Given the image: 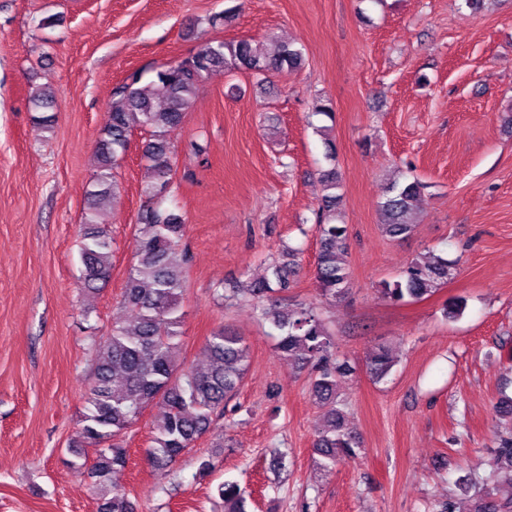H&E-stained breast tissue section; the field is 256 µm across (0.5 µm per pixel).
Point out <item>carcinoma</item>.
Masks as SVG:
<instances>
[{"label": "carcinoma", "mask_w": 512, "mask_h": 512, "mask_svg": "<svg viewBox=\"0 0 512 512\" xmlns=\"http://www.w3.org/2000/svg\"><path fill=\"white\" fill-rule=\"evenodd\" d=\"M303 62L302 48L292 43H281L269 54L247 39L207 42L157 71L148 85H140L141 76L134 72L112 94L96 151L99 169L82 221V291H100L111 276L112 238L99 226L97 215L115 195L114 168L127 153L137 128L150 132L141 159L147 163L151 180L141 188L145 198L138 213L141 236L123 292V304L135 313V320L130 325L116 324L93 341L92 371L80 415L81 441L67 448L72 457L68 464L79 474L88 472L99 512H134L127 495L112 487V472L126 466L127 451L119 440L143 411L156 401L162 404L148 460L154 468L165 470L224 416L248 367L249 347L224 327L214 330L206 341L210 361L206 371L188 367L180 359L182 296L190 257L182 246L184 219L170 195L171 135L181 127L196 92L214 71L242 70L264 80L273 73L295 71ZM31 103L41 113L37 121L51 126V92L36 90ZM320 182L325 194L316 212L319 249L314 279L320 296L336 301L350 290L347 225L338 214L341 197L336 194V169L321 171ZM424 189L416 178L392 183L379 205L385 235L397 239L412 233V215ZM450 271L451 263L444 257L414 259L400 279L383 283L381 293L395 303L416 302L447 284ZM295 274L290 262L271 261L262 278L248 288L229 289L228 298L252 303L279 332L280 355L299 371L315 372L311 395L325 409L326 424L314 448L323 458L321 466L328 468L356 456L360 448V441L345 431L338 400L340 381L350 374V366L333 357L330 334L312 308L297 304L286 313L278 309L277 295L288 291ZM393 366L386 348L369 354L367 368L372 377H385ZM89 448L94 450L90 464ZM499 457L506 479L493 480L494 489L480 498L477 512H512V431L499 437ZM218 495L224 501V512H247L245 491L237 483L220 485Z\"/></svg>", "instance_id": "cac0c4a2"}]
</instances>
